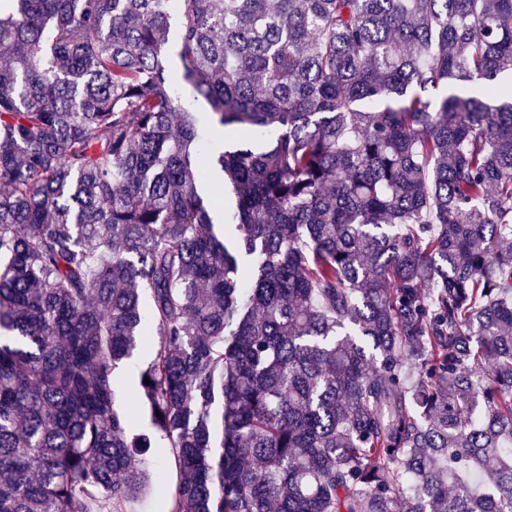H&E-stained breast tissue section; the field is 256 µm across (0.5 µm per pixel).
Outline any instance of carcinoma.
Returning <instances> with one entry per match:
<instances>
[{
	"label": "carcinoma",
	"instance_id": "1",
	"mask_svg": "<svg viewBox=\"0 0 512 512\" xmlns=\"http://www.w3.org/2000/svg\"><path fill=\"white\" fill-rule=\"evenodd\" d=\"M153 448L169 512H512V0H0V512Z\"/></svg>",
	"mask_w": 512,
	"mask_h": 512
}]
</instances>
